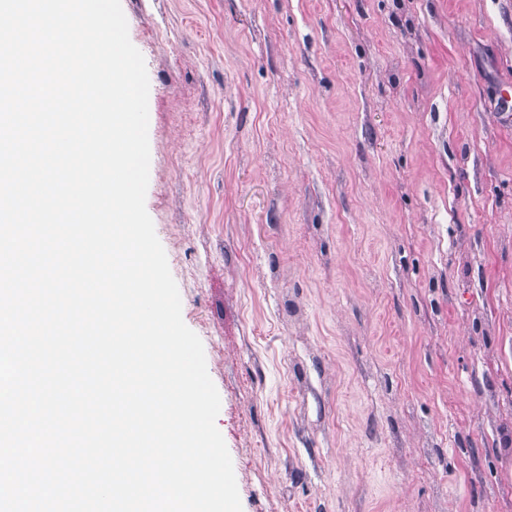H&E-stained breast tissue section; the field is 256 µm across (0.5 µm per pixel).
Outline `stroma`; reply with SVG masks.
Listing matches in <instances>:
<instances>
[{
	"instance_id": "1",
	"label": "stroma",
	"mask_w": 512,
	"mask_h": 512,
	"mask_svg": "<svg viewBox=\"0 0 512 512\" xmlns=\"http://www.w3.org/2000/svg\"><path fill=\"white\" fill-rule=\"evenodd\" d=\"M121 6L243 512H512V0Z\"/></svg>"
}]
</instances>
